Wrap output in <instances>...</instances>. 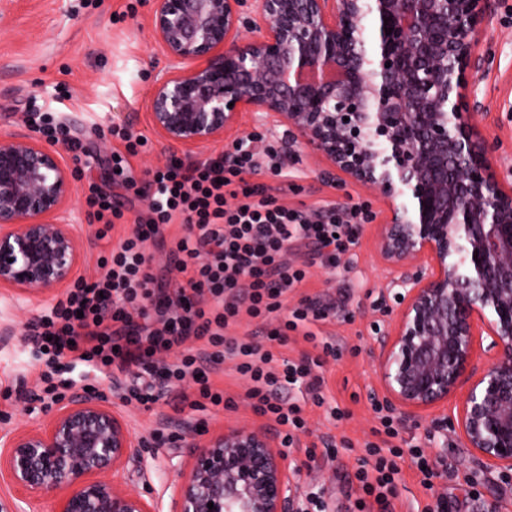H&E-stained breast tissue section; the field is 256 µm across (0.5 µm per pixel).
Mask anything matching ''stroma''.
Masks as SVG:
<instances>
[{"label": "stroma", "instance_id": "stroma-1", "mask_svg": "<svg viewBox=\"0 0 512 512\" xmlns=\"http://www.w3.org/2000/svg\"><path fill=\"white\" fill-rule=\"evenodd\" d=\"M150 7V0H0V135L24 131L22 113L33 99L70 131L80 134L95 126L105 131L96 140L94 156L76 164L78 181L69 220L88 242L79 268L83 274L94 273L98 256L108 249L106 242L95 239L85 204L88 181L109 183L112 154L124 149L120 140L108 135V127L122 126L147 136V147L128 158L135 175L170 158V149L152 133L145 104L151 81L165 64L148 27ZM480 50L486 68L479 74L476 121L496 144L502 162L512 167V0H497L495 11L482 24ZM60 83L70 91L61 100L55 95ZM259 163L254 182L282 186L281 198L293 208L316 209L326 203L347 208L374 200L362 186L325 176L316 159L303 151L283 158L290 174L285 183L268 170L267 158ZM312 272L305 294L332 297L339 304L335 319L322 330L342 348L340 358L327 363L325 376L328 399L345 417L329 419L324 408L306 403L311 432L301 436L299 447L288 449L287 455L306 483L320 487L332 512H354L359 495L355 474L364 456L361 446L376 424L371 398L379 384L369 349L376 338L375 325L386 318L378 304L390 272L377 257L374 229L368 223L335 273L317 265ZM49 306V301L0 288V432L34 424L49 414L35 398L38 369L33 345L24 334L25 324ZM210 380L233 397L234 408L217 413L185 410L182 391L174 389L147 411L122 405L111 377L88 380L89 387L107 393L135 438H151L157 430L166 434V443L150 449L142 466L143 479L157 492H164L176 476L170 458L185 452L170 440L171 430L187 424L211 433L227 423H265L248 406L242 380L222 373ZM434 429L429 417L399 426L401 448H424L435 477L432 489H425L416 466L403 462L395 501L398 512H421L437 495L447 500L448 512H486L492 501L499 512H512V483L485 470L456 436H449L447 448L434 447ZM326 434L351 440V448L340 449L336 459H329L321 443ZM474 489L482 495L480 502L470 499Z\"/></svg>", "mask_w": 512, "mask_h": 512}]
</instances>
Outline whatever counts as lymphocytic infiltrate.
<instances>
[{"label": "lymphocytic infiltrate", "instance_id": "obj_1", "mask_svg": "<svg viewBox=\"0 0 512 512\" xmlns=\"http://www.w3.org/2000/svg\"><path fill=\"white\" fill-rule=\"evenodd\" d=\"M254 136L234 144L231 157L190 163L170 159L162 168L136 176L126 156L113 160L115 187L144 182L145 203L134 227L98 257L95 276H77L52 309L25 326L38 352L46 394L72 386L77 363L91 372L125 376L122 399L151 409L173 387L195 385L190 409L232 407L234 400L209 380L221 367L248 384L254 413L289 433H307L304 401L324 405L327 358H339L336 343L319 331L336 315L335 300L302 297L287 307L288 293L309 280L311 263L293 257L314 245L322 266L336 268L355 246L362 212L325 205L320 213L288 207L265 185L252 183L260 166ZM97 240L107 239L124 217L97 183L86 195ZM180 235L169 236L172 225ZM166 252L182 275L168 287L153 272V249ZM248 319L259 332L230 334ZM303 340L310 351L280 359L277 346ZM374 441L356 473L358 512H395L396 480L403 448L395 445V418L379 413Z\"/></svg>", "mask_w": 512, "mask_h": 512}]
</instances>
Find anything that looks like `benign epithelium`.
<instances>
[{
  "label": "benign epithelium",
  "mask_w": 512,
  "mask_h": 512,
  "mask_svg": "<svg viewBox=\"0 0 512 512\" xmlns=\"http://www.w3.org/2000/svg\"><path fill=\"white\" fill-rule=\"evenodd\" d=\"M495 7L152 0L167 67L146 107L162 141L189 158L254 112L287 127L326 174L377 194V252L394 272L385 288L395 308L371 349L384 399L404 421L435 411L438 430L450 427L511 479L512 170L500 171L470 101L483 65L479 28ZM75 182L62 149L36 132L0 136V288L44 299L70 284L85 250L65 218ZM182 442L170 512H299L302 476L277 434L185 426ZM142 463L127 424L97 393L75 392L37 425L0 436V475L53 501L54 512H159L151 489L106 479Z\"/></svg>",
  "instance_id": "7a95c632"
}]
</instances>
